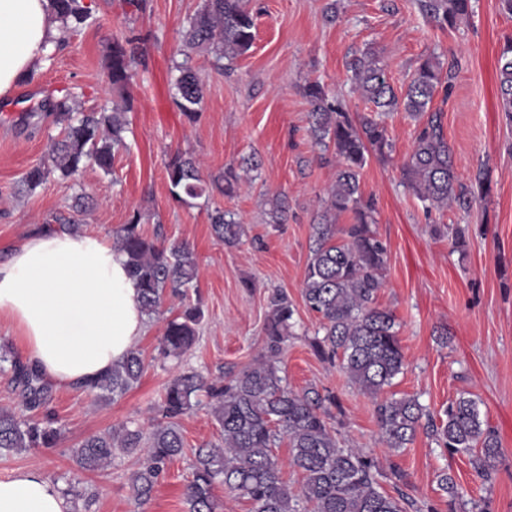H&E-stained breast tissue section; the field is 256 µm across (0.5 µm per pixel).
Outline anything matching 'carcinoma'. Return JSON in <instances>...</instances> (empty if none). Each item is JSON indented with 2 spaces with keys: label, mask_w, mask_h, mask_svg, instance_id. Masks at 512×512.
<instances>
[{
  "label": "carcinoma",
  "mask_w": 512,
  "mask_h": 512,
  "mask_svg": "<svg viewBox=\"0 0 512 512\" xmlns=\"http://www.w3.org/2000/svg\"><path fill=\"white\" fill-rule=\"evenodd\" d=\"M51 2L68 33L91 17L90 9L80 0ZM248 2L204 0L201 9L188 19L181 49L185 61L176 65V89L178 106L190 121L198 116L204 92L188 60L196 52L207 51L214 54V66L222 71L247 53L255 38ZM419 7L439 27L449 29L473 9L472 0H419ZM135 50L131 39H117L109 45L107 68L112 88L123 90L129 85ZM499 64L502 112L512 126L511 39L502 47ZM346 68L355 89L373 105V113L355 121L319 83L311 82L304 90L311 105V134L317 145L333 148L337 167L325 212L352 215V222L341 229L327 217L312 225L303 297L307 308L316 314L317 333L322 335L314 342V350L331 362L340 360L350 381L374 399L385 447L393 451L408 447L422 428L448 453H469L475 473L490 481L501 444L496 432L481 420L476 401L461 395L449 402L437 419L415 397L382 396L402 370L403 353L395 315L377 304L385 281L386 247L372 229V206L364 200L359 182L369 152L382 155L390 147L381 117L401 109L420 122L412 153L401 167L405 185L427 210L464 198L466 188L459 182L441 113L430 111L435 93L451 81L452 71H443L436 58L425 57L398 94L374 52L353 57ZM50 108L66 126L52 141L48 158L26 172L23 185L32 191L55 169L72 176L89 163L112 172L115 153L124 145V113L105 109L83 112L74 121L67 95ZM166 172L176 201L188 205L205 193L202 166L190 153L177 150L171 154ZM139 223L140 216L132 215L116 231L113 249L125 257L128 273L139 288L142 312L152 317L161 313L166 293L182 294L196 280L198 264L187 244L165 246L145 236ZM210 224L214 236L224 243L240 241L243 228L234 213L216 209L210 214ZM269 308L265 353L256 364L240 370L227 367L212 380L194 370L176 374L164 389L150 431L124 426L85 438L74 451L79 468L95 472L109 467L115 448L139 455L131 492L137 504L144 505L167 464L184 453L179 420L205 408L219 425L221 444L195 449L192 480L185 492L188 512H223L224 504L213 494L218 482L233 495L247 499L251 512H408L414 501L403 492L407 474L396 466L390 468V474H383L373 458L359 448L344 446L336 437L332 425L336 397L314 388L301 392L288 388L280 354L293 327L294 306L285 292L275 290ZM203 318L200 303L185 305L166 323L161 355L177 360L184 357L199 338ZM2 363L10 364L14 380L23 387L26 410H36L47 402L49 391L35 366L21 363L5 344L0 345ZM144 369L142 355L133 347L87 389L103 401L114 402L139 383ZM282 437L288 440L290 465L303 475L298 494L283 480L273 453ZM59 438L60 432L49 422L41 424L21 412L0 409V450L52 448ZM383 477L392 482L394 493L381 487ZM439 485L448 494V512H457L460 493L453 478L443 473Z\"/></svg>",
  "instance_id": "cac0c4a2"
}]
</instances>
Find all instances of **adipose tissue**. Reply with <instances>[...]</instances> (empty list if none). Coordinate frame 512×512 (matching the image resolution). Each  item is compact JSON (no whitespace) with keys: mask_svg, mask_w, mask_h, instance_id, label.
<instances>
[{"mask_svg":"<svg viewBox=\"0 0 512 512\" xmlns=\"http://www.w3.org/2000/svg\"><path fill=\"white\" fill-rule=\"evenodd\" d=\"M63 39L50 0H0V96L42 66ZM56 385L105 375L146 331L139 290L102 237L29 235L0 263V321ZM58 484L38 467L0 479V512H65Z\"/></svg>","mask_w":512,"mask_h":512,"instance_id":"1","label":"adipose tissue"}]
</instances>
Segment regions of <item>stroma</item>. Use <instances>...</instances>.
<instances>
[{"instance_id":"obj_1","label":"stroma","mask_w":512,"mask_h":512,"mask_svg":"<svg viewBox=\"0 0 512 512\" xmlns=\"http://www.w3.org/2000/svg\"><path fill=\"white\" fill-rule=\"evenodd\" d=\"M337 14L328 17V3ZM87 23L63 47L8 95L0 97V262L54 216L79 224L81 233L113 241L133 212H140L148 237L194 250L198 278L185 297H168L160 315L148 319L136 343L146 363L140 382L122 398L105 403L72 385L51 386L48 404L34 419H52L61 431L53 448L0 453V479L32 465L61 487L68 512H186L185 489L192 479V449L218 441L220 429L206 411L184 417L180 427L187 452L175 459L152 499L137 505L129 477L137 457L116 452L101 473L79 471L73 450L87 436L110 427L148 429L155 406L177 366L215 377L224 368L244 367L264 348L268 296L287 293L296 308L292 336L283 346L281 367L289 387L332 393L338 437L374 458L382 471L396 466L409 479L407 491L419 512H446L447 496L438 476L450 473L466 505L489 503L490 512H512V126L500 110L498 59L512 37V17L498 0H473L470 16L455 28H440L416 0H250L255 19L251 49L221 73L207 52L190 61L204 86L200 115L189 122L175 102V62L187 20L203 0H82ZM136 45L134 76L125 93L113 91L106 52L115 39ZM375 52L394 88L407 82L427 56L455 63L448 90L435 94L432 110L452 148L463 202L425 211L403 185L401 166L411 154L418 124L406 112L386 120L391 151L370 154L360 174L363 197L373 198V225L387 248L386 285L377 303L396 317L404 367L390 387L395 396H414L431 410L467 395L495 428L501 455L491 481L476 475L468 455H448L425 431L402 451L385 448L375 419V403L353 385L340 366L319 357L312 346L318 321L303 298L311 227L323 219L324 201L336 181L335 163L321 161L309 130L310 105L304 87L320 82L343 101L351 116L368 113L349 80L346 62ZM69 96L74 111L113 108L130 102L125 145L112 173L86 166L66 177L53 171L29 194L18 181L48 155L61 130L48 102ZM201 163L205 177L236 167L239 188L227 196L210 189L194 206L169 191L165 163L175 151ZM255 156L258 169L241 166ZM490 192L479 196L476 176ZM93 207L74 211L81 193ZM288 200V221L272 223L271 201ZM235 213L245 229L238 245L217 240L209 215ZM452 224L466 230V253L454 252L431 227ZM201 302L199 340L182 363L162 358L166 322L184 303ZM447 341H440V329Z\"/></svg>"}]
</instances>
